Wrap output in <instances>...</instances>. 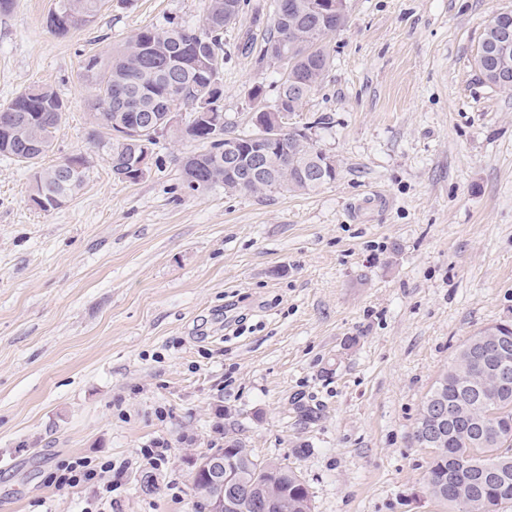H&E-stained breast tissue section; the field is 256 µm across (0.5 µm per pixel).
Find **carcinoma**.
<instances>
[{
  "instance_id": "1",
  "label": "carcinoma",
  "mask_w": 512,
  "mask_h": 512,
  "mask_svg": "<svg viewBox=\"0 0 512 512\" xmlns=\"http://www.w3.org/2000/svg\"><path fill=\"white\" fill-rule=\"evenodd\" d=\"M324 2L270 0L271 28L260 48L258 62L280 57L283 76L270 104L266 102L263 86H253L251 97L256 102V111L297 112L324 80L332 63L328 39L348 22L347 16L329 10ZM249 4L250 0H205L199 27L171 21L162 29H144L112 57L92 56L85 61L83 78L94 86L97 100L112 99L110 112L99 105L93 107L97 121L112 136L102 141L92 133L89 139L105 152L115 178L130 183L141 180L135 174L140 152V138L133 133L135 113L153 112L162 117L178 107L189 112L224 111L219 84L224 68V29ZM102 6V0H57L56 8L47 18V27L57 36H65L92 23ZM67 7L74 11L75 21L62 26L55 24L54 15ZM475 68L486 84L512 90V75L505 80L496 79L478 55ZM67 111L64 99L49 85L30 86L0 107V157L25 164L30 171L29 194L49 204L66 202L75 196L90 170L81 152L51 166L42 164L52 151L56 131ZM226 139L237 141L240 150L248 153L268 151L274 176L241 184L237 175L224 169ZM176 141L198 145L183 158L185 180L198 183L194 188L184 185L191 193L222 188L231 194L273 190L309 194L336 179V171L318 170L323 150L304 131H288L269 149L254 129L237 132L226 125L214 131L195 124L186 128ZM466 362L463 351H458L428 398L455 402L460 415L487 423L490 436L485 444L475 445L465 429H445L440 437L441 451L430 463L428 491L448 503L453 512H500L512 502V490L506 491L492 480L487 467L496 464L512 481V395L496 402L481 400L474 390L460 384L458 371ZM241 445L237 438H225L224 448L219 452L224 457V466L247 481L274 488L279 501L311 502L307 486L292 468L254 456L246 461Z\"/></svg>"
}]
</instances>
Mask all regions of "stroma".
Wrapping results in <instances>:
<instances>
[{
    "mask_svg": "<svg viewBox=\"0 0 512 512\" xmlns=\"http://www.w3.org/2000/svg\"><path fill=\"white\" fill-rule=\"evenodd\" d=\"M224 31V120L252 127L254 85L280 68L246 52L270 30L250 0ZM56 0L0 15V105L48 84L68 104L44 165L92 159L50 212L0 159V512H83L57 489L67 459L111 462L112 512H197L196 464L218 430L292 467L312 512H449L428 492L422 404L458 347L512 322V92L474 66L512 0H348L331 70L289 126L334 159L310 194L185 193L160 137L140 181L89 143L91 56L203 0H104L58 37ZM313 410L314 420L300 416ZM169 447L160 467L141 455ZM493 34V31H489L486 27L484 28L480 38L478 51L474 59L475 68L479 74L480 79L486 84L503 91L512 90V75H510L506 80L495 79V77L488 72L491 70L490 66L487 65V63L481 62V47L484 45L485 42H487L491 37H493Z\"/></svg>",
    "mask_w": 512,
    "mask_h": 512,
    "instance_id": "obj_1",
    "label": "stroma"
}]
</instances>
